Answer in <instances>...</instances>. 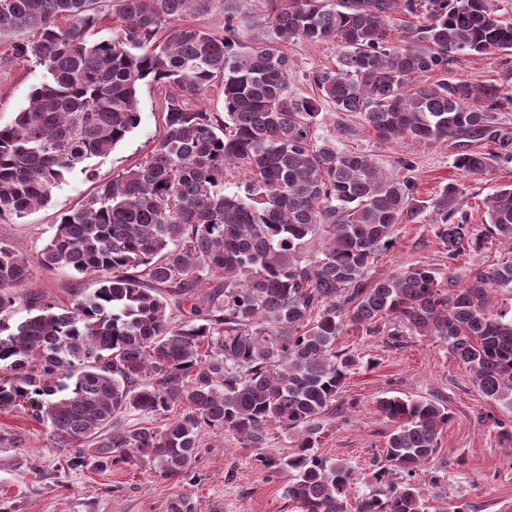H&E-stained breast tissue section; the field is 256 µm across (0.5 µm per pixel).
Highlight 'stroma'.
Wrapping results in <instances>:
<instances>
[{"label": "stroma", "mask_w": 512, "mask_h": 512, "mask_svg": "<svg viewBox=\"0 0 512 512\" xmlns=\"http://www.w3.org/2000/svg\"><path fill=\"white\" fill-rule=\"evenodd\" d=\"M236 8L242 42L273 39L267 0H236ZM285 51L291 60L288 91L296 95H312V75L336 63V48L330 44L297 41ZM44 77L43 67L15 59L10 42L0 43L1 124L9 123L25 106ZM167 92L163 84L142 82L138 127L108 156L90 160L91 174H71L44 208L15 222H0V240L36 260L62 214L90 195L96 184L111 180L157 144ZM322 112L319 133L335 135L337 147L369 154L389 171L398 159H413L421 198H431L447 183L459 184L458 206L474 227L485 220L481 201L499 186L512 183V111L498 115L502 138L488 144L495 160L481 175H465L455 168L453 146L383 141L356 117L336 111L331 104H323ZM506 251V243L492 238L480 253L449 261L424 214L400 226L395 246L374 261L370 274L377 278L402 265L423 264L440 272L445 286L459 288L475 269L495 263ZM94 287L92 277L75 279L39 268L32 281L34 291L63 302ZM338 344L375 362L346 379L339 397L344 411L327 419L320 440L322 455L350 462L362 473L358 490H368L366 477L382 460L392 431L376 402L398 396L444 405L450 415L438 449L420 476L428 512H512V441L499 428L500 422L512 423V407L484 398L468 366L432 337L410 336L396 347L385 336H368L351 327ZM31 413L29 401H0V512H169L176 500L188 502L191 512H297L285 497L291 472L265 469L256 461L255 449L231 435L204 432L198 458L183 478L165 477L147 460L121 462L104 471L73 469L67 464L71 448L58 446ZM18 433L24 438L20 452L8 443Z\"/></svg>", "instance_id": "35a3bbf8"}]
</instances>
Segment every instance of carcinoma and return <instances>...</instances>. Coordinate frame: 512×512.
<instances>
[{"label":"carcinoma","mask_w":512,"mask_h":512,"mask_svg":"<svg viewBox=\"0 0 512 512\" xmlns=\"http://www.w3.org/2000/svg\"><path fill=\"white\" fill-rule=\"evenodd\" d=\"M213 2L0 0V41L46 70L0 125V221L44 207L77 169L91 176L88 161L138 126L143 81L177 88L157 146L63 214L35 262L0 240V366L12 371L0 400H30L32 419L76 446L72 468L145 457L166 477L190 472L204 428L269 448L275 426L292 450L256 460L294 473L288 499L300 512H346L360 476L316 448L361 363L336 347L349 326L394 345L431 336L485 398L512 406V309L492 305L494 291L512 292V184L485 199L479 234L459 214L457 184L420 200L413 160L389 174L318 135L322 103L382 140L465 142L455 167L482 174L492 157L469 144L497 138L496 113L512 104V24L491 0H267L275 38L248 46L231 0L224 31L186 23ZM298 40L340 50L312 97L288 94L284 47ZM457 52L498 55L506 70L495 83L451 79ZM217 80L224 112L192 108ZM232 167L243 179L227 193ZM427 209L448 261L480 252L489 234L509 243L507 257L452 290L420 264L370 280L398 226ZM34 264L97 288L47 299L30 289ZM19 301L27 316L12 323ZM378 409L393 430L356 512H426L416 479L448 409L399 397ZM131 414L142 422H118Z\"/></svg>","instance_id":"1"}]
</instances>
